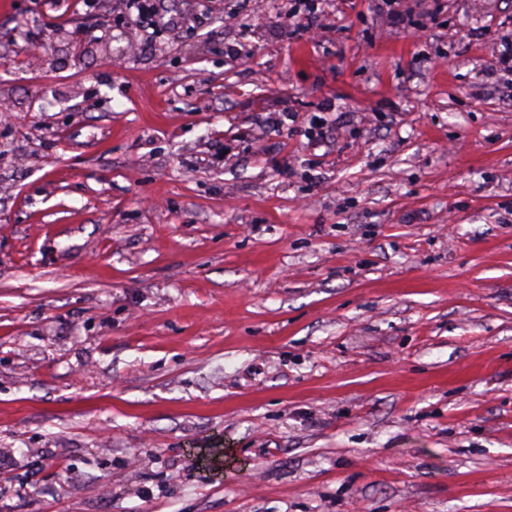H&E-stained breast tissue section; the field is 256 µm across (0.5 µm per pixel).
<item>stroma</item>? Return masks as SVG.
Listing matches in <instances>:
<instances>
[{
  "label": "stroma",
  "instance_id": "obj_1",
  "mask_svg": "<svg viewBox=\"0 0 512 512\" xmlns=\"http://www.w3.org/2000/svg\"><path fill=\"white\" fill-rule=\"evenodd\" d=\"M510 40L0 0V512H512Z\"/></svg>",
  "mask_w": 512,
  "mask_h": 512
}]
</instances>
